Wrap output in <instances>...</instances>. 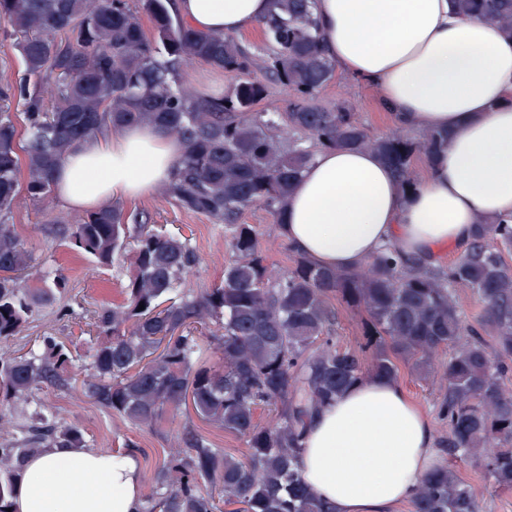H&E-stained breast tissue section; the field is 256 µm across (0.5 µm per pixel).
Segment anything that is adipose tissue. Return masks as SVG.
Listing matches in <instances>:
<instances>
[{"mask_svg":"<svg viewBox=\"0 0 512 512\" xmlns=\"http://www.w3.org/2000/svg\"><path fill=\"white\" fill-rule=\"evenodd\" d=\"M272 0H177L201 31L236 34ZM328 56L373 89L394 124L448 141L416 187L376 153L323 147L296 181L277 232L297 253L336 270L386 250L435 263L465 250L474 224L512 216V32L463 19L448 0H316ZM181 155L165 131L125 126L78 147L59 167L57 197L84 213L168 182ZM440 463L431 418L396 380L366 377L310 414L297 460L333 512H398ZM13 512H142L129 454L45 448L16 477Z\"/></svg>","mask_w":512,"mask_h":512,"instance_id":"ef3b65f1","label":"adipose tissue"}]
</instances>
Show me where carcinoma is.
Segmentation results:
<instances>
[{"label":"carcinoma","instance_id":"obj_1","mask_svg":"<svg viewBox=\"0 0 512 512\" xmlns=\"http://www.w3.org/2000/svg\"><path fill=\"white\" fill-rule=\"evenodd\" d=\"M272 2L261 22L269 46L260 77L235 36L191 28L174 0H141L154 23L150 38L130 0H0V23L23 63V77L5 91L24 106L20 117L0 112V512L11 507L13 478L30 454L90 447L78 421L34 401L75 379L64 344L49 334L23 354L11 351L39 309L67 288L8 223L26 200L99 263L132 259L122 299L93 317L97 335L82 365L88 393L148 430L189 404L207 426L246 442L238 458L184 427L152 471L143 512H331L295 466L304 419L365 376L397 378L399 359L423 380L441 362L448 455L476 459L488 481L512 489V392L500 383L512 368V268L503 259L512 252V217L474 225L468 248L446 267L386 253L336 271L296 253L281 275L264 264L258 227L240 223L255 207L279 220L294 182L326 144L369 148L410 184L413 155L428 159L446 141L438 131L374 137L357 113L323 105L318 93L336 64L316 32L314 0ZM450 7L512 32V0H450ZM196 62L231 75V93L204 95L185 81L183 68ZM268 78L292 96L282 126L254 111ZM126 125L157 127L182 142L162 193L229 228L233 260L222 283L185 288L199 265L191 239L118 202L70 221L58 211L60 164L76 146ZM459 287L485 305L475 326L457 302ZM336 297L363 314L357 350L336 342ZM205 339L214 345L212 364L199 358ZM32 402L28 422H19L14 406ZM262 405L273 412L264 425L255 421ZM411 512L483 508L444 464L424 478Z\"/></svg>","mask_w":512,"mask_h":512}]
</instances>
